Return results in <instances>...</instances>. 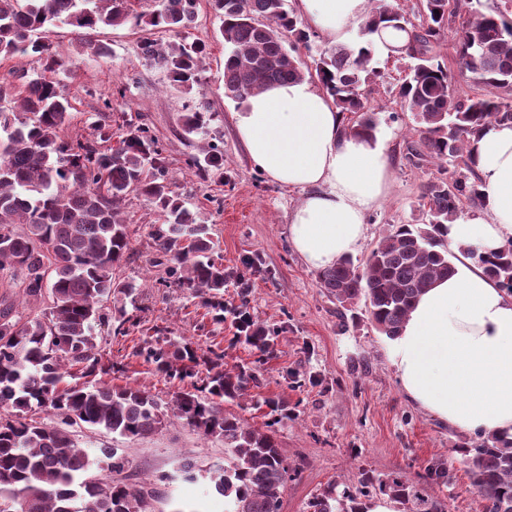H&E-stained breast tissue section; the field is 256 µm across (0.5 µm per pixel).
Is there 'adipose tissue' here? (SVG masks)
Wrapping results in <instances>:
<instances>
[{"instance_id": "1", "label": "adipose tissue", "mask_w": 512, "mask_h": 512, "mask_svg": "<svg viewBox=\"0 0 512 512\" xmlns=\"http://www.w3.org/2000/svg\"><path fill=\"white\" fill-rule=\"evenodd\" d=\"M298 6L308 26L333 43L349 40L352 24L367 13V0ZM234 121L263 173L305 193L289 224V242L305 264L323 271L354 254L390 187L380 141L345 130L331 98L306 79L248 97ZM474 155L488 213L449 225L448 245L487 255L512 239V127L487 130ZM389 357L415 405L464 434L512 440V293L480 266L463 260L428 288Z\"/></svg>"}]
</instances>
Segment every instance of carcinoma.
<instances>
[{"label": "carcinoma", "mask_w": 512, "mask_h": 512, "mask_svg": "<svg viewBox=\"0 0 512 512\" xmlns=\"http://www.w3.org/2000/svg\"><path fill=\"white\" fill-rule=\"evenodd\" d=\"M213 6L228 48L224 95L240 103L271 84L308 77L338 111L354 118L357 133L373 138L377 124L362 87L383 77L379 47L415 61L398 96L419 132L408 148L410 160L434 164L439 173L422 192L426 218L382 236L366 258L346 257L318 276L319 286L342 306L365 298L375 329L390 339L398 336L417 298L454 271L456 253L447 234L461 201L486 206L471 150L489 126H512V18L501 11H471L455 27L462 0H423L421 23L414 25L393 6L379 4L359 24L356 37L326 51L311 70L286 48L288 40L299 47L311 37L310 30L297 26L286 0H213ZM196 8L197 0H156L150 11L134 14L128 0H0V60L20 55L33 63L0 86V279L25 297L50 300L48 311L26 320L14 302L0 300V512H149L144 487L84 477L91 461L71 429L146 437L170 417L206 438L224 440L229 464L215 488L228 512H279L289 474L277 432L288 418V404L264 400L274 412L264 431L223 407L259 387L256 370L274 355L275 330L247 311L248 283H240V304L224 300V288L238 272L207 256L209 227L196 223L148 128L129 127L115 149L98 146L112 140V100L105 99L94 122L96 140L63 135L71 104L54 79L65 61L51 51V26L66 22L95 30L132 23L145 32L143 57L171 83L191 90L199 83L206 47L184 40L164 44L154 31L181 34L194 23ZM450 32L462 69L483 92L464 99L450 93L451 75L434 53ZM208 121L204 109L188 112L183 131L194 134ZM449 164L467 175L448 178ZM190 165L204 173L222 170L224 154L211 146L191 157ZM131 194L160 216L161 223L149 231L154 264L163 271L158 284L188 291L217 326L231 315V344L244 343L255 356L250 366L226 368L222 351L143 340L132 355L178 384L167 411L138 386L114 387L103 380L112 361L94 334L95 327L112 321L103 302L132 291L118 276L131 249L119 205ZM467 255L512 292V241L491 256L471 250ZM37 410L66 428L34 419ZM464 447L461 464L482 512H512V441L488 434ZM449 479L448 464L440 460L416 480L365 473L362 495L377 490L409 506V512H444L418 484ZM308 508L365 512L357 498L337 497L333 484Z\"/></svg>", "instance_id": "1"}]
</instances>
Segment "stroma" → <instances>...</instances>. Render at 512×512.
<instances>
[{
	"label": "stroma",
	"instance_id": "35a3bbf8",
	"mask_svg": "<svg viewBox=\"0 0 512 512\" xmlns=\"http://www.w3.org/2000/svg\"><path fill=\"white\" fill-rule=\"evenodd\" d=\"M217 27L210 0H200L187 39L205 43L207 56L200 86L188 91L171 84L162 69L144 59L139 49L143 33L137 27H102L88 34L111 51L110 57L98 58L91 50H80L82 29L65 23L54 26L51 49L66 61L56 79L72 105L67 137L92 139L91 124L99 107L104 99H111L113 139H120L130 123L150 127L164 148L168 173L183 189L197 223L211 229L213 259L238 270L244 258L258 257L262 270L250 277L249 307L257 321L276 330V355L260 368L261 405L246 398L227 404L226 409L259 430L269 419L265 399L285 401L293 409V417L278 431L290 473L279 512H308L309 501L331 483L358 490L366 471L379 478L400 472L414 479L439 459L448 464L450 482L421 484L422 494L440 501L447 512H481L480 500L459 464L466 435L408 400L389 360L390 340L373 327L364 303L340 309L320 288L317 271L290 246L289 220L303 194L269 179L240 142L233 114L242 105L224 95L225 47ZM379 58L384 78L367 98L375 112L391 186L368 217L367 238L356 253L360 259L398 225L421 223L420 196L437 175L434 167L415 165L408 158V147L419 135L411 113L395 93L411 62L385 50ZM201 102L212 113V121L198 133L184 135V114ZM207 145L223 152V174L204 176L188 166V157ZM122 211L132 240L120 277L135 285L136 294L104 305L113 315L112 330L98 334L97 341L115 364L108 382L139 386L162 401L170 400L174 385L132 355L147 328L202 348L221 347L227 364H251L250 347L230 342L232 325L219 329L204 323L203 309L188 293L158 286L160 271L150 264L148 236L157 213L133 195L123 202ZM118 308L140 319V329L119 335L121 318L114 314ZM296 375L304 379L303 387L294 385ZM78 439L90 453L91 475L152 490V512H224V499L210 480L211 472L225 464L220 439L203 437L177 423L145 438L86 430ZM104 448L122 449L129 467L112 472L108 459L100 454ZM186 459L197 465L191 480L179 470Z\"/></svg>",
	"mask_w": 512,
	"mask_h": 512
}]
</instances>
